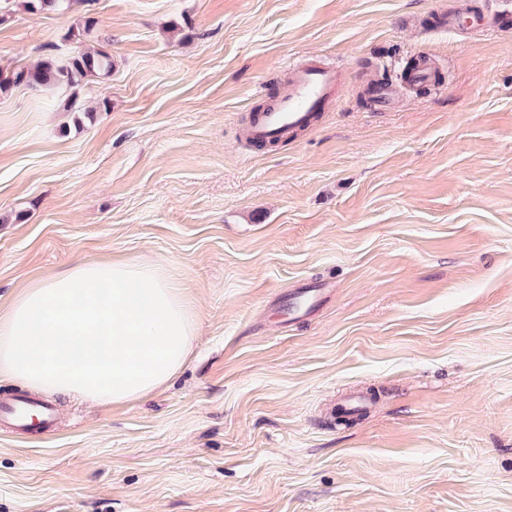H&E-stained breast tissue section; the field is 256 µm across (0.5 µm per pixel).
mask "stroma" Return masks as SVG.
Segmentation results:
<instances>
[{"label":"stroma","instance_id":"35a3bbf8","mask_svg":"<svg viewBox=\"0 0 512 512\" xmlns=\"http://www.w3.org/2000/svg\"><path fill=\"white\" fill-rule=\"evenodd\" d=\"M6 7L1 73L86 45L113 67L76 112L0 92V309L84 260H151L198 326L147 397L49 394L48 435L0 426V512H512V30L440 25L498 0ZM319 59L348 74L335 102L243 143L259 85ZM308 283L333 292L282 322ZM354 392L370 409L340 423Z\"/></svg>","mask_w":512,"mask_h":512}]
</instances>
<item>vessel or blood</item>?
Returning <instances> with one entry per match:
<instances>
[{
  "mask_svg": "<svg viewBox=\"0 0 512 512\" xmlns=\"http://www.w3.org/2000/svg\"><path fill=\"white\" fill-rule=\"evenodd\" d=\"M290 86L286 94L263 109L247 128L248 142L271 143L287 133L310 124L313 116L331 100L340 81L338 68L328 62L289 63ZM325 289L311 285L286 303L289 314L309 310L321 302ZM38 420L42 429H49L54 422L52 406L27 398L8 404L0 403V421L6 420L18 427L28 426Z\"/></svg>",
  "mask_w": 512,
  "mask_h": 512,
  "instance_id": "obj_1",
  "label": "vessel or blood"
}]
</instances>
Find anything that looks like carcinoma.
Here are the masks:
<instances>
[{
  "label": "carcinoma",
  "instance_id": "carcinoma-1",
  "mask_svg": "<svg viewBox=\"0 0 512 512\" xmlns=\"http://www.w3.org/2000/svg\"><path fill=\"white\" fill-rule=\"evenodd\" d=\"M112 72V57L100 49L80 50L59 63L47 58L31 68H23L10 78L0 77V91L12 85L26 84L55 89L67 87L78 94L86 82L93 77H105Z\"/></svg>",
  "mask_w": 512,
  "mask_h": 512
}]
</instances>
